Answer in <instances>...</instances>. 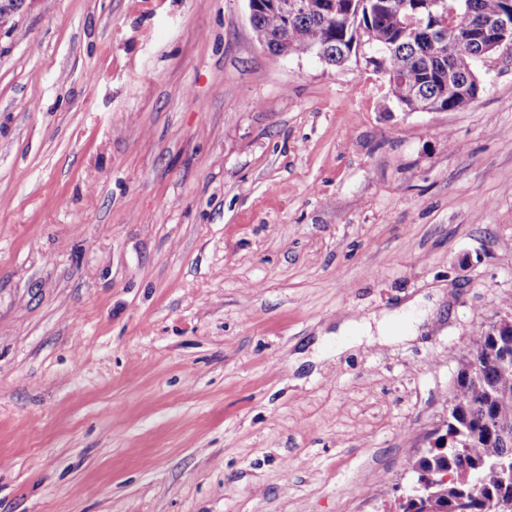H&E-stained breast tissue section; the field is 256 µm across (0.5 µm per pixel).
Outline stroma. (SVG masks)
Segmentation results:
<instances>
[{
	"instance_id": "35a3bbf8",
	"label": "stroma",
	"mask_w": 512,
	"mask_h": 512,
	"mask_svg": "<svg viewBox=\"0 0 512 512\" xmlns=\"http://www.w3.org/2000/svg\"><path fill=\"white\" fill-rule=\"evenodd\" d=\"M0 33V512H396L512 308V49L402 111L247 0ZM406 308L415 335L336 350Z\"/></svg>"
}]
</instances>
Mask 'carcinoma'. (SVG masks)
Listing matches in <instances>:
<instances>
[{"mask_svg": "<svg viewBox=\"0 0 512 512\" xmlns=\"http://www.w3.org/2000/svg\"><path fill=\"white\" fill-rule=\"evenodd\" d=\"M287 0H260L252 19L258 38L276 55L322 51L326 63L340 66L363 44L376 54L373 68L388 82L390 95L400 106L412 100L428 111H454L478 97L470 89L463 103L448 92V82L474 85V61L482 45L470 24L459 21L451 30L437 28L418 40L400 36L405 14L414 0H388L384 11L376 0H336V15L316 11L285 19ZM471 7L472 18L488 21L504 7V0H461L460 14ZM475 366L459 368L453 408L438 436V449L411 459L415 471L446 470L450 479L436 487L437 512H484L485 500L512 498V485L504 482L501 462H512V326L473 338ZM476 483L481 497L464 496Z\"/></svg>", "mask_w": 512, "mask_h": 512, "instance_id": "cac0c4a2", "label": "carcinoma"}]
</instances>
